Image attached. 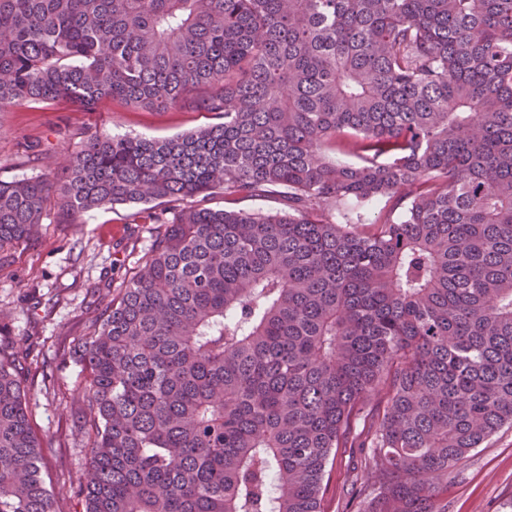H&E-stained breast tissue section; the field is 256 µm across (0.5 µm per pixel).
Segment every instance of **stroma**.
<instances>
[{
  "mask_svg": "<svg viewBox=\"0 0 512 512\" xmlns=\"http://www.w3.org/2000/svg\"><path fill=\"white\" fill-rule=\"evenodd\" d=\"M209 112H156L102 100L93 107L50 108L38 103L0 111V180L40 175L15 165L19 144L39 140L51 149L48 168L68 166L83 127L103 134L163 139L215 123ZM132 207L100 209L76 224L45 222L29 245L7 248L0 261V359L15 361L25 380L27 413L44 442L43 474L58 512H82L80 492L87 437L77 423L84 396L79 345L148 251L151 224L133 223ZM385 392L370 397L345 447L331 454L322 484L321 512H362L368 456L363 447L376 426ZM444 512H512V427L505 426L442 478Z\"/></svg>",
  "mask_w": 512,
  "mask_h": 512,
  "instance_id": "obj_1",
  "label": "stroma"
}]
</instances>
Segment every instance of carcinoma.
<instances>
[{"label": "carcinoma", "instance_id": "carcinoma-1", "mask_svg": "<svg viewBox=\"0 0 512 512\" xmlns=\"http://www.w3.org/2000/svg\"><path fill=\"white\" fill-rule=\"evenodd\" d=\"M102 99L221 122L86 127L66 169L0 181V249L108 206L162 225L80 345L84 512H321L382 386L365 512H441L512 424V0H0V108ZM41 468L0 362V512H57ZM383 203L372 201L349 206L345 213L346 218L343 222L347 224H371L378 221L382 217Z\"/></svg>", "mask_w": 512, "mask_h": 512}]
</instances>
